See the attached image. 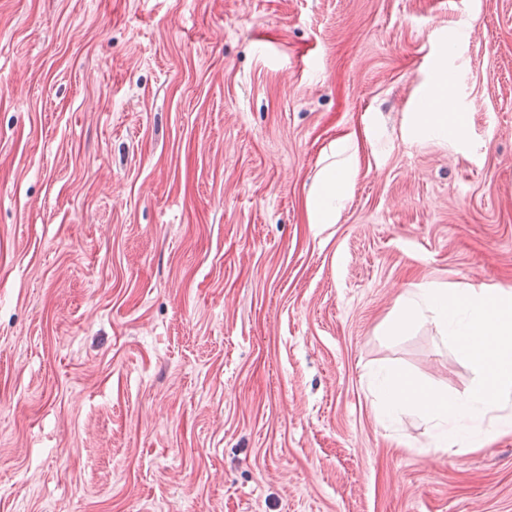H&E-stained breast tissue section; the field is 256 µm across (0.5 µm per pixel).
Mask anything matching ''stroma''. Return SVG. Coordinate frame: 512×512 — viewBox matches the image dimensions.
<instances>
[{"mask_svg":"<svg viewBox=\"0 0 512 512\" xmlns=\"http://www.w3.org/2000/svg\"><path fill=\"white\" fill-rule=\"evenodd\" d=\"M423 280L512 289V0H0V512H512V432L374 409L474 384ZM438 93L431 96L434 109L443 112H416L411 122L412 129L417 136H435L448 139V134L460 133V127L448 126V96L445 82L438 79ZM351 175L350 158L343 159L338 166H327L318 173L306 202L308 223H336L339 205L350 184Z\"/></svg>","mask_w":512,"mask_h":512,"instance_id":"35a3bbf8","label":"stroma"}]
</instances>
